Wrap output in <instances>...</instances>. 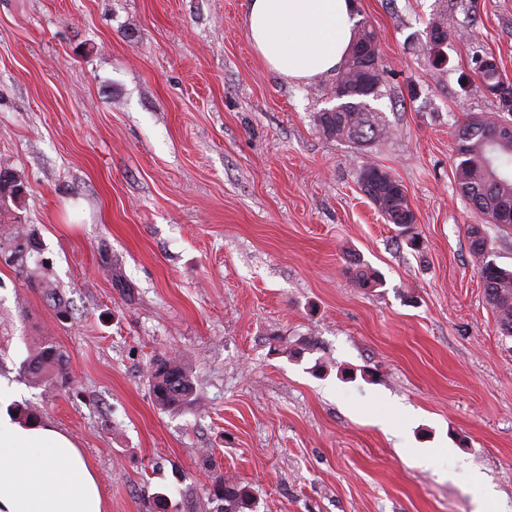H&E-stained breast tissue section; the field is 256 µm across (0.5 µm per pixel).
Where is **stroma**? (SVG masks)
I'll return each mask as SVG.
<instances>
[{
  "label": "stroma",
  "mask_w": 512,
  "mask_h": 512,
  "mask_svg": "<svg viewBox=\"0 0 512 512\" xmlns=\"http://www.w3.org/2000/svg\"><path fill=\"white\" fill-rule=\"evenodd\" d=\"M249 0H0V376L94 468L106 512H220L217 477L253 512H473L479 473L512 506V337L470 253L512 231L454 180L453 133L512 79V0H357L378 34L392 134L325 138L333 74L288 83L257 56ZM443 17L435 68L426 30ZM401 181L419 249L359 189ZM33 234L25 268L10 244ZM380 272L361 288L350 259ZM35 271L62 295L60 319ZM62 349L69 390L30 385L27 345ZM176 356L187 403L154 400ZM166 506L157 510L156 495ZM155 402L165 409L181 408L192 394L193 386L184 364L177 359H162L149 370Z\"/></svg>",
  "instance_id": "stroma-1"
}]
</instances>
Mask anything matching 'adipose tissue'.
<instances>
[{
	"instance_id": "1",
	"label": "adipose tissue",
	"mask_w": 512,
	"mask_h": 512,
	"mask_svg": "<svg viewBox=\"0 0 512 512\" xmlns=\"http://www.w3.org/2000/svg\"><path fill=\"white\" fill-rule=\"evenodd\" d=\"M355 11V0H250L246 33L271 70L308 83L346 57ZM0 512H104V501L94 471L68 436L0 413Z\"/></svg>"
}]
</instances>
